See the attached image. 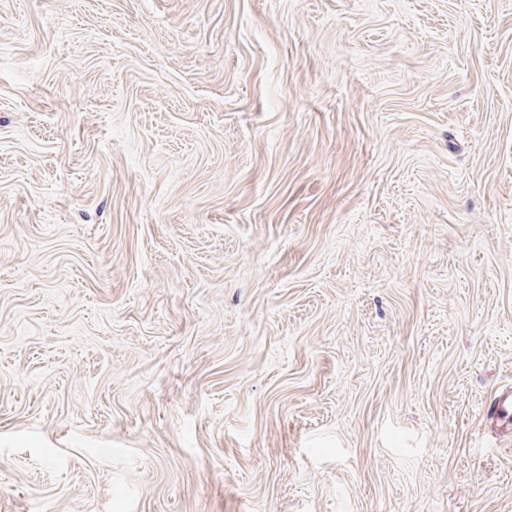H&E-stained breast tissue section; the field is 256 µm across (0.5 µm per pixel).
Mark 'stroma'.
I'll return each mask as SVG.
<instances>
[{"mask_svg":"<svg viewBox=\"0 0 512 512\" xmlns=\"http://www.w3.org/2000/svg\"><path fill=\"white\" fill-rule=\"evenodd\" d=\"M512 0H0V512H512Z\"/></svg>","mask_w":512,"mask_h":512,"instance_id":"35a3bbf8","label":"stroma"}]
</instances>
